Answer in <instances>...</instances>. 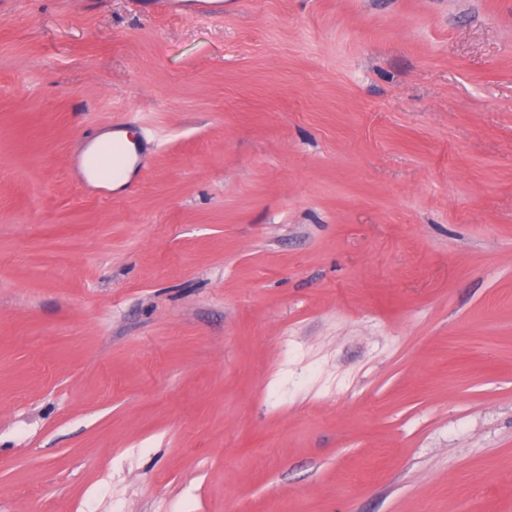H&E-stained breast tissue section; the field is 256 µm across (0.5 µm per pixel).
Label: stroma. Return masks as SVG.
Returning a JSON list of instances; mask_svg holds the SVG:
<instances>
[{
  "instance_id": "35a3bbf8",
  "label": "stroma",
  "mask_w": 512,
  "mask_h": 512,
  "mask_svg": "<svg viewBox=\"0 0 512 512\" xmlns=\"http://www.w3.org/2000/svg\"><path fill=\"white\" fill-rule=\"evenodd\" d=\"M0 512H512V0H0ZM122 142L131 158L134 157V143L126 132H115L101 135L95 142L98 146L101 143L106 145ZM127 157L124 150L114 143L112 147L101 149L90 156L88 168L91 175L100 181H109L120 169H125Z\"/></svg>"
}]
</instances>
